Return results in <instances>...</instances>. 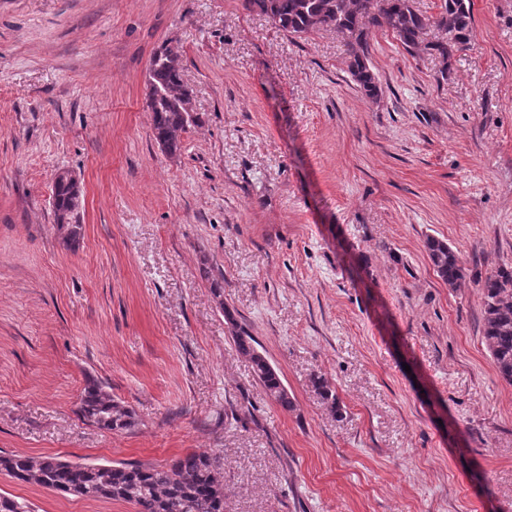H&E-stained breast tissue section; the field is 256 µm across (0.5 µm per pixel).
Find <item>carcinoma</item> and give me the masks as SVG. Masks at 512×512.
Wrapping results in <instances>:
<instances>
[{"label": "carcinoma", "mask_w": 512, "mask_h": 512, "mask_svg": "<svg viewBox=\"0 0 512 512\" xmlns=\"http://www.w3.org/2000/svg\"><path fill=\"white\" fill-rule=\"evenodd\" d=\"M243 10L262 16L291 38L333 30L340 34L348 51V70L363 93L375 99L381 94L378 78L368 59L371 30L387 26L408 51H422L440 64L441 78L448 77L456 54L470 42L471 0H440L438 11L428 14L416 0H241ZM442 37L427 41L430 28ZM146 105L151 112L157 143L170 156L182 149V137L197 123L189 109L193 91L183 80L180 54L170 47L157 51L147 74ZM54 223L69 246L83 236L84 195L74 191L70 171L55 176ZM425 249L439 276L451 288L466 280L467 272L457 252L436 238ZM213 292L237 349L249 357L253 372L265 393L284 409L293 402L277 371L257 349V342L238 327L233 313L224 306L222 286L213 280ZM484 296V340L501 377L512 382V265L504 264L482 280ZM83 420L100 429L121 431L136 425L135 414L112 399L95 380L87 382L80 399ZM0 472L26 484L87 499L120 500L136 512H224L223 462L215 454L188 452L169 465L143 463L93 464L63 460L58 456L30 457L0 455ZM0 512H30L25 501L0 494Z\"/></svg>", "instance_id": "1"}]
</instances>
